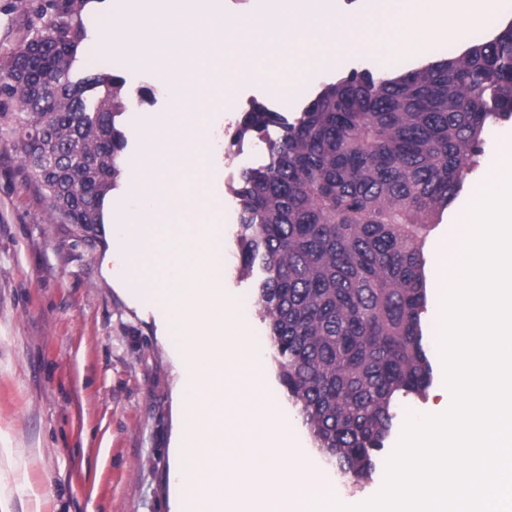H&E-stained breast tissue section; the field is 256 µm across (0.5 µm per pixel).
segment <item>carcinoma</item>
<instances>
[{
    "instance_id": "obj_1",
    "label": "carcinoma",
    "mask_w": 512,
    "mask_h": 512,
    "mask_svg": "<svg viewBox=\"0 0 512 512\" xmlns=\"http://www.w3.org/2000/svg\"><path fill=\"white\" fill-rule=\"evenodd\" d=\"M93 0H33L32 35L0 75V126L51 223L85 238L105 224L127 138L125 80L74 74ZM512 118V21L458 56L407 72L353 70L293 121L255 103L239 142L271 124L267 163L243 170L241 271L272 361L315 448L369 478L398 404L433 381L424 346V248L485 154V129Z\"/></svg>"
}]
</instances>
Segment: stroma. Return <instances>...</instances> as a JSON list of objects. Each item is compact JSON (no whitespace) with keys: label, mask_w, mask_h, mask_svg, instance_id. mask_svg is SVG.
Listing matches in <instances>:
<instances>
[{"label":"stroma","mask_w":512,"mask_h":512,"mask_svg":"<svg viewBox=\"0 0 512 512\" xmlns=\"http://www.w3.org/2000/svg\"><path fill=\"white\" fill-rule=\"evenodd\" d=\"M485 28L449 34L440 29L423 49L402 56L405 71L419 63L459 55L474 41L493 36L512 20V0ZM116 0H97L87 25L88 66L126 81L130 106L123 116L125 159L140 154L146 128L139 119L167 111L162 77L146 62L100 49L102 28ZM29 0H0V64L29 34ZM375 54L360 49L338 64L318 69L300 91L280 98L242 85L228 112L207 122L205 138L214 188L224 200L225 294L253 303L256 280L242 275L237 237L239 206L232 191L242 170L268 160L267 143L279 135L272 125L244 146L233 135L256 101L291 118L315 90L351 70L376 68ZM148 91L140 99V91ZM486 153L468 176L465 192L448 208L424 250L427 287L439 275L438 254L448 228L466 210L503 143L512 142V120L485 130ZM129 179L112 193L109 228L95 242L77 238L67 224L50 223L21 172L11 132L0 129V512H175L174 449L178 435L177 383L180 361L165 341L164 317L147 297L128 293L109 277L122 272L124 250L110 227L129 203ZM249 334L261 345L262 384L278 405L281 420L296 428L297 456L346 502L382 489L390 449H383L370 480L352 484L314 447L297 406L280 385L271 358L267 325L249 314Z\"/></svg>","instance_id":"1"}]
</instances>
